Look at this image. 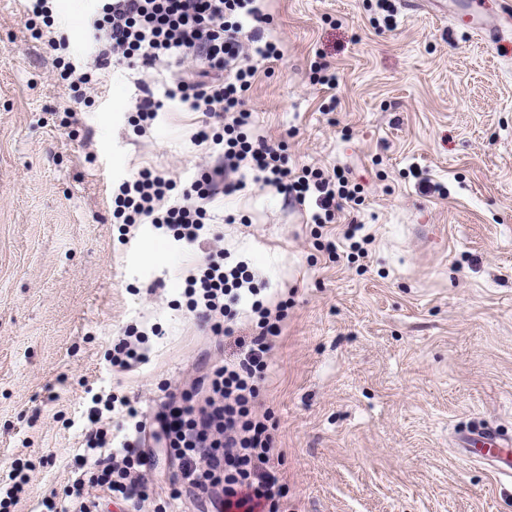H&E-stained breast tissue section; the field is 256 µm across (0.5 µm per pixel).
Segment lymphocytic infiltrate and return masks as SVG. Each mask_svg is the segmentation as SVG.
<instances>
[{
    "label": "lymphocytic infiltrate",
    "mask_w": 512,
    "mask_h": 512,
    "mask_svg": "<svg viewBox=\"0 0 512 512\" xmlns=\"http://www.w3.org/2000/svg\"><path fill=\"white\" fill-rule=\"evenodd\" d=\"M51 2L24 0L26 28L33 39H48L59 50L58 77L73 93L95 89L96 72L115 63L148 66L190 59L199 67L198 78H178L161 93L140 85L135 110L146 126L169 101L203 113L206 127L197 138L222 146L220 160L194 174L178 195L172 182L148 171L122 182L113 213L123 225L170 229L177 240L194 245L209 231L205 202L240 191L250 177L274 187L288 203L314 199L317 224L357 206L358 191L343 171L328 175L306 168L294 173L283 142L246 132L251 114L245 94L255 75L247 60L271 62L279 55L274 43L261 39L260 28L268 18L258 0H95L88 24L93 61L86 71L72 62L68 36L54 29ZM187 285L189 310L214 335L233 334L234 306L246 298L258 321L235 360L209 368L191 389L169 392L163 399L153 437L165 441L178 462L167 497H152L144 480L153 457L137 407L127 398L97 393L87 410L81 471L65 487L62 500H42L40 512H91L90 495L97 489L134 504L154 501L153 512H168L170 502L184 495L210 505L213 512H295L282 458L275 452V427L252 410L288 303L269 309L253 302L251 279L241 266H225L220 250L209 252ZM117 409L127 423L118 443L103 425L104 413ZM113 444L117 452L111 460L102 459V449Z\"/></svg>",
    "instance_id": "f902f5d3"
}]
</instances>
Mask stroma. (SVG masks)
<instances>
[{
  "instance_id": "35a3bbf8",
  "label": "stroma",
  "mask_w": 512,
  "mask_h": 512,
  "mask_svg": "<svg viewBox=\"0 0 512 512\" xmlns=\"http://www.w3.org/2000/svg\"><path fill=\"white\" fill-rule=\"evenodd\" d=\"M90 2L54 4L80 66ZM392 3L387 31L370 23L376 0H261L281 56L257 62L247 101L251 134L286 141L291 166L361 187L367 242L345 238L348 213L319 225L314 203L251 182L212 203V241L187 249L149 224L119 235L112 190L213 163L194 140L202 113L170 102L133 125L137 81L161 91L194 63L115 66L74 105L21 0H0V475H31L12 512L74 478L88 391L150 420L159 384L232 358L233 337L212 336L184 294L215 248L245 261L264 304L291 299L256 410L278 426L299 512H512V480L450 443L512 436V28L497 27L499 0L475 3L492 36ZM318 53L335 89L309 79ZM132 327L149 360L113 368L104 355Z\"/></svg>"
}]
</instances>
